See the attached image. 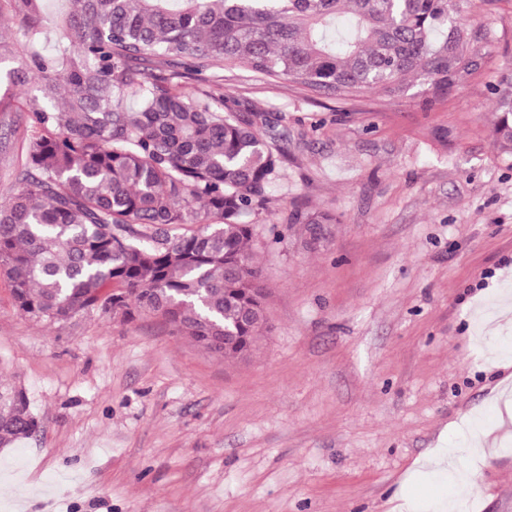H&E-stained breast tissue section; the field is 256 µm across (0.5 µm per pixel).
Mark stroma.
<instances>
[{"label": "stroma", "mask_w": 512, "mask_h": 512, "mask_svg": "<svg viewBox=\"0 0 512 512\" xmlns=\"http://www.w3.org/2000/svg\"><path fill=\"white\" fill-rule=\"evenodd\" d=\"M488 31L479 68L426 106L336 101L237 65L186 89L263 112L279 180L253 215L268 329L224 360L158 317L20 314L0 275V379L40 433L0 450V512H399L417 460L461 447L512 390V163L492 146L512 0H465ZM27 115L0 113V197L25 159ZM336 218L328 242L293 207ZM477 463L468 512H512V420Z\"/></svg>", "instance_id": "35a3bbf8"}]
</instances>
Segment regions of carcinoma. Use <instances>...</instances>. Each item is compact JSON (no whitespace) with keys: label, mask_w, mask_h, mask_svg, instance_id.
<instances>
[{"label":"carcinoma","mask_w":512,"mask_h":512,"mask_svg":"<svg viewBox=\"0 0 512 512\" xmlns=\"http://www.w3.org/2000/svg\"><path fill=\"white\" fill-rule=\"evenodd\" d=\"M460 0H0V62L24 59L0 112H25V162L0 200V274L17 310L43 322L80 312L162 317L228 358L251 354L267 289L247 220L266 205L278 158L262 115L188 91V70L243 65L327 99L381 93L425 103L477 65ZM168 69H163V66ZM495 94L493 146L512 157V70ZM323 238L327 212L288 215ZM145 228L135 233L130 225ZM188 228L180 235L171 229ZM27 391L0 381V447L33 436Z\"/></svg>","instance_id":"1"}]
</instances>
